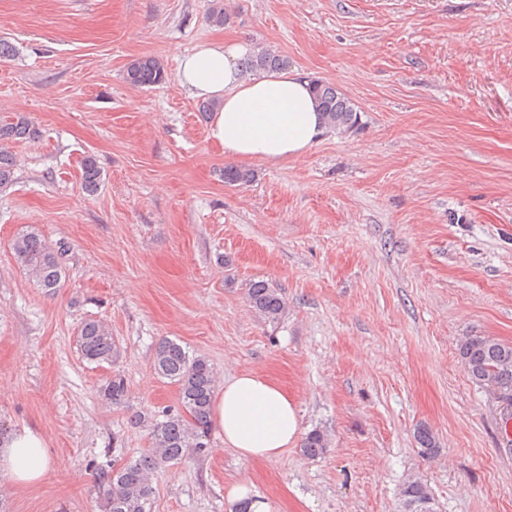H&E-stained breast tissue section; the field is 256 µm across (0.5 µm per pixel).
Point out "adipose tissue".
<instances>
[{"instance_id": "ef3b65f1", "label": "adipose tissue", "mask_w": 512, "mask_h": 512, "mask_svg": "<svg viewBox=\"0 0 512 512\" xmlns=\"http://www.w3.org/2000/svg\"><path fill=\"white\" fill-rule=\"evenodd\" d=\"M248 41L198 44L180 60L178 82L190 97L218 104L209 137L227 157L277 164L300 156L325 132L308 78L281 70L244 78L239 60L253 52ZM211 427L241 460L280 457L301 437L297 402L276 384L250 373L225 380L213 399ZM50 467L43 434L29 426L0 440V468L14 484L30 485Z\"/></svg>"}]
</instances>
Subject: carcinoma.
Here are the masks:
<instances>
[{
  "label": "carcinoma",
  "instance_id": "obj_1",
  "mask_svg": "<svg viewBox=\"0 0 512 512\" xmlns=\"http://www.w3.org/2000/svg\"><path fill=\"white\" fill-rule=\"evenodd\" d=\"M288 65L287 59L275 51L259 48L240 62L242 72L277 71ZM168 74L152 57L137 59L126 69V80L139 87L159 85ZM315 99L323 112L327 127L348 132L359 128L360 111L336 88L321 81L312 82ZM39 130L24 115L0 124V190L10 185L14 176V157L3 143L34 140ZM253 179V172L236 166L224 167V183L241 185ZM101 170L94 156L82 160V187L93 194L98 190ZM14 256L29 277L48 295L60 287L63 277L62 251L48 244L38 233L28 231L13 243ZM246 301L253 311L275 323L286 314L288 303L280 289L266 280H251L245 287ZM83 358L90 363H109L118 356L117 346L108 328L96 320L86 321L77 336ZM464 369L478 387L503 390L512 394V344L491 336H466L458 348ZM154 367L163 378L179 388L183 412L165 413L163 419H152V448L139 458L108 470L98 476L104 489V512H151L153 487L150 476L158 469L182 460L190 453L201 454L207 448L209 418L215 390V373L210 362L194 356L181 344L164 339L155 349ZM102 397L114 406L126 396L124 377L116 373L103 386ZM418 452L424 457L437 455L439 448L432 431L421 425L415 432ZM330 448L327 435L314 429L306 434L301 452L306 457L323 455ZM401 512H439L436 500L420 478H410L400 490Z\"/></svg>",
  "mask_w": 512,
  "mask_h": 512
}]
</instances>
